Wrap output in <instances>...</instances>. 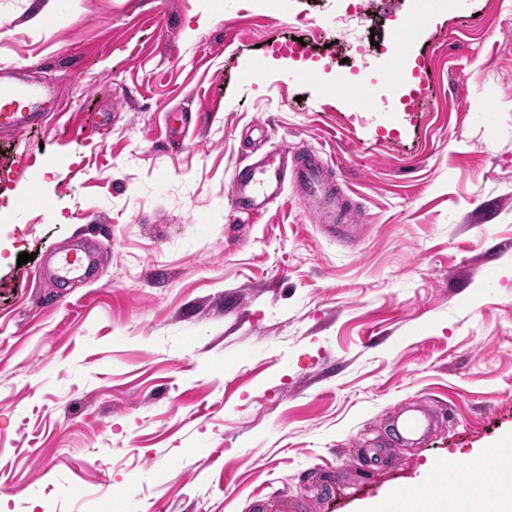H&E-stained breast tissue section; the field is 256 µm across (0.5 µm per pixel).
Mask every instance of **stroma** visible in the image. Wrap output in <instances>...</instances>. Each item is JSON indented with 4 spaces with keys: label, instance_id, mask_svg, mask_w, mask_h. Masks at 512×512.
<instances>
[{
    "label": "stroma",
    "instance_id": "stroma-1",
    "mask_svg": "<svg viewBox=\"0 0 512 512\" xmlns=\"http://www.w3.org/2000/svg\"><path fill=\"white\" fill-rule=\"evenodd\" d=\"M408 4L58 0L36 32L0 0V71L63 106L0 131V512H360L512 439V0ZM399 22L401 98L356 111ZM253 125L317 151L347 238L293 185L235 212ZM78 241L93 276L58 278ZM396 430L407 440L426 430L429 426V418L426 415L405 414L398 411L395 416Z\"/></svg>",
    "mask_w": 512,
    "mask_h": 512
}]
</instances>
